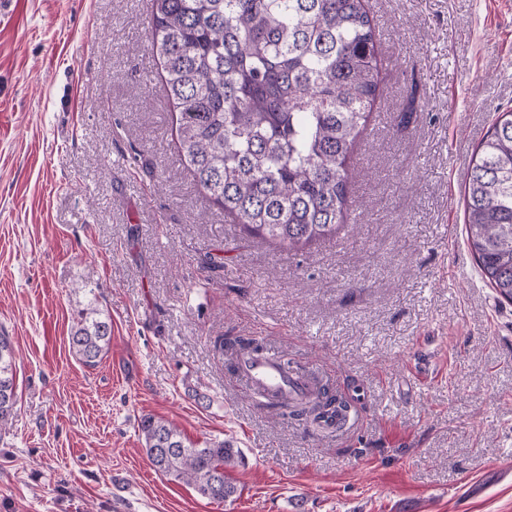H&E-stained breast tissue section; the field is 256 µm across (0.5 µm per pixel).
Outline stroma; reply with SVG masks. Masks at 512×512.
Wrapping results in <instances>:
<instances>
[{
	"mask_svg": "<svg viewBox=\"0 0 512 512\" xmlns=\"http://www.w3.org/2000/svg\"><path fill=\"white\" fill-rule=\"evenodd\" d=\"M382 93L350 162L366 210L298 254L245 237L176 149L142 0L0 14V329L18 401L0 512H512V303L481 277L464 185L512 109V0H369ZM95 292L110 351L71 326ZM250 335L352 405L315 432L216 346ZM228 440L234 501L168 481L144 416ZM87 308L71 328L68 336L70 351L84 365L94 367L108 353L112 342V323L103 316L98 298L89 292Z\"/></svg>",
	"mask_w": 512,
	"mask_h": 512,
	"instance_id": "stroma-1",
	"label": "stroma"
}]
</instances>
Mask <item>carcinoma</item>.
Wrapping results in <instances>:
<instances>
[{
	"instance_id": "cac0c4a2",
	"label": "carcinoma",
	"mask_w": 512,
	"mask_h": 512,
	"mask_svg": "<svg viewBox=\"0 0 512 512\" xmlns=\"http://www.w3.org/2000/svg\"><path fill=\"white\" fill-rule=\"evenodd\" d=\"M150 49L176 111L177 150L196 186L249 236L298 252L336 235L351 209L348 162L383 82L376 24L366 0H152ZM467 236L482 276L512 302V111L496 117L465 182ZM70 351L94 367L112 323L96 294L71 328ZM231 368L265 351L254 336H227ZM17 402L15 350L0 332V428ZM265 407L307 426L347 417L348 401L316 383ZM151 464L220 502L234 501L226 475L241 452L197 446L172 424L146 416Z\"/></svg>"
}]
</instances>
